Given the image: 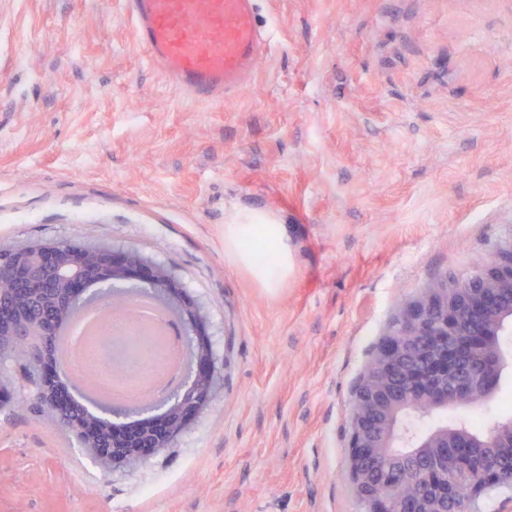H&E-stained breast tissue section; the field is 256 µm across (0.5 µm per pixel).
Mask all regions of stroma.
I'll return each instance as SVG.
<instances>
[{
	"instance_id": "35a3bbf8",
	"label": "stroma",
	"mask_w": 512,
	"mask_h": 512,
	"mask_svg": "<svg viewBox=\"0 0 512 512\" xmlns=\"http://www.w3.org/2000/svg\"><path fill=\"white\" fill-rule=\"evenodd\" d=\"M275 31L224 108L185 99L121 0H0V245L132 248L205 307L223 386L170 447L103 475L0 406V512H362L351 389L399 305L512 237V0H261ZM287 228L265 288L237 212ZM468 416L512 419V365ZM257 213L246 212L231 218L224 226V246L235 255L237 261L253 271L265 288H276L288 278L289 258L286 233L282 227L283 224H251V218ZM257 226L263 228L276 253L275 260V254L272 251L270 263H273L269 266L262 265L256 259L253 248L249 244Z\"/></svg>"
}]
</instances>
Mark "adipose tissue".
<instances>
[{"label": "adipose tissue", "mask_w": 512, "mask_h": 512, "mask_svg": "<svg viewBox=\"0 0 512 512\" xmlns=\"http://www.w3.org/2000/svg\"><path fill=\"white\" fill-rule=\"evenodd\" d=\"M251 218V213L246 212L236 215L225 224L224 246L235 255L237 261L253 271L264 287H278L288 277L289 258L285 230L282 225L275 223L264 225V233L272 242L276 259L271 265H262L250 245L255 229Z\"/></svg>", "instance_id": "ef3b65f1"}]
</instances>
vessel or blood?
I'll list each match as a JSON object with an SVG mask.
<instances>
[{
	"instance_id": "1",
	"label": "vessel or blood",
	"mask_w": 512,
	"mask_h": 512,
	"mask_svg": "<svg viewBox=\"0 0 512 512\" xmlns=\"http://www.w3.org/2000/svg\"><path fill=\"white\" fill-rule=\"evenodd\" d=\"M135 42L184 97L223 107L253 82L273 40L260 0H123Z\"/></svg>"
}]
</instances>
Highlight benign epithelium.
<instances>
[{
	"label": "benign epithelium",
	"mask_w": 512,
	"mask_h": 512,
	"mask_svg": "<svg viewBox=\"0 0 512 512\" xmlns=\"http://www.w3.org/2000/svg\"><path fill=\"white\" fill-rule=\"evenodd\" d=\"M97 260L101 284L148 290L177 316L190 356L188 382L161 401L109 405L79 413L66 391L50 387L52 361L36 349L24 363L38 373L32 391L52 421L80 441L83 452L106 472L135 466L162 452L212 403L221 372L213 339L199 302L172 271L134 251L70 244L65 255L53 242L0 249V271L26 268L35 277L53 270L68 285L67 311L89 298L84 260ZM50 318L31 308L21 321L0 305L1 336H39ZM512 329V238L500 243L482 267L465 279L443 277L406 300L356 380L347 423L348 476L364 512H484L492 492H507L512 503V424L492 422L485 432L469 430L460 417L435 424L452 408L461 413L486 402L508 362L501 338ZM430 421L423 431L409 419ZM481 448L493 463L475 467L469 449ZM464 477L468 496L454 498Z\"/></svg>",
	"instance_id": "7a95c632"
}]
</instances>
